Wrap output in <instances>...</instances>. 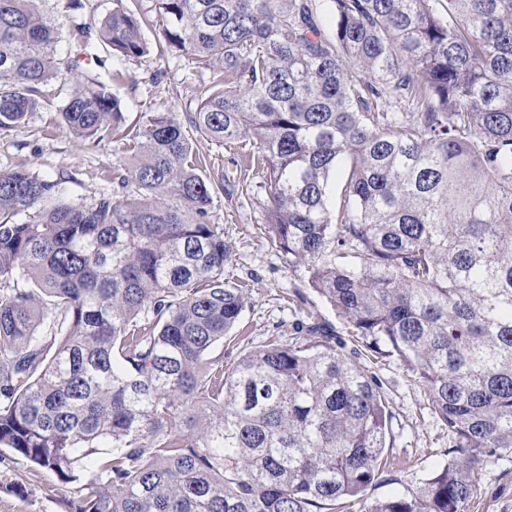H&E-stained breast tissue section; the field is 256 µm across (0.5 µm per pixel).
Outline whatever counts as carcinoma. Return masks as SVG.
<instances>
[{"instance_id":"1","label":"carcinoma","mask_w":512,"mask_h":512,"mask_svg":"<svg viewBox=\"0 0 512 512\" xmlns=\"http://www.w3.org/2000/svg\"><path fill=\"white\" fill-rule=\"evenodd\" d=\"M44 2L0 0V129L23 128L65 64ZM330 11L326 27L317 0H154L152 20L116 0L80 51L144 61L160 23L222 85L195 130L257 153L269 242L456 436L448 463L368 512H467L480 466L512 451V0ZM62 116L96 144L124 124L93 77ZM127 137L125 201L70 205L60 180L0 169V461L53 476L69 512L364 497L392 447L380 383L322 323L225 366L250 297L224 280L214 187L171 113Z\"/></svg>"}]
</instances>
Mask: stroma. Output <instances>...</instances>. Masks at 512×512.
<instances>
[{"mask_svg": "<svg viewBox=\"0 0 512 512\" xmlns=\"http://www.w3.org/2000/svg\"><path fill=\"white\" fill-rule=\"evenodd\" d=\"M114 5V0H86L83 10L73 11L67 0H47L46 10L59 26L58 51L71 68L43 86L41 104L24 128L0 130V167L21 164L61 179L63 199L68 203L88 205L104 196L122 201L131 193L119 181L127 142L118 134L98 145L75 138L61 117L71 82L84 74L98 76L119 98L129 129L142 124L150 113H172L193 153L203 161L204 178L216 186L211 221L223 225L236 251L224 276L250 289L251 305L241 317L237 335L259 343L274 334L289 342L297 335V323L315 312L336 327L345 352H364L360 339L352 336L336 311L306 288L303 267L289 266L269 244L267 196L259 168L247 154L229 153L223 144L196 133L198 104L212 87L209 73L175 52L155 53L142 63L113 56L103 43L95 56L81 53L80 28L97 30ZM370 369L390 402L396 435L383 482L366 494L372 501L403 493L428 478L451 459L456 441L433 414L407 366L376 354L370 358ZM17 482L22 483V492L13 491ZM0 512H69V508L64 492L49 474L6 460L0 462ZM468 512H512V453L492 458L481 467Z\"/></svg>", "mask_w": 512, "mask_h": 512, "instance_id": "35a3bbf8", "label": "stroma"}]
</instances>
